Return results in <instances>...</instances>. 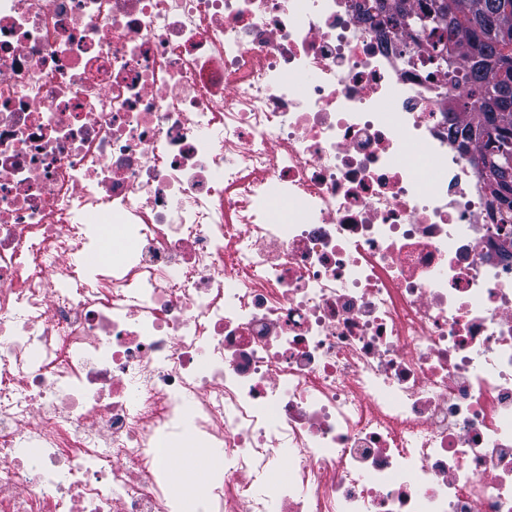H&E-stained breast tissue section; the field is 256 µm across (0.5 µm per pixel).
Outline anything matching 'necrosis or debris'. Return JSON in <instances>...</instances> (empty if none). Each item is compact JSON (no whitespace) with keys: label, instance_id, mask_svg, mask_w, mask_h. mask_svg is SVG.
Wrapping results in <instances>:
<instances>
[{"label":"necrosis or debris","instance_id":"1","mask_svg":"<svg viewBox=\"0 0 512 512\" xmlns=\"http://www.w3.org/2000/svg\"><path fill=\"white\" fill-rule=\"evenodd\" d=\"M358 2L0 0V512H172L186 421L199 512H512V225Z\"/></svg>","mask_w":512,"mask_h":512}]
</instances>
